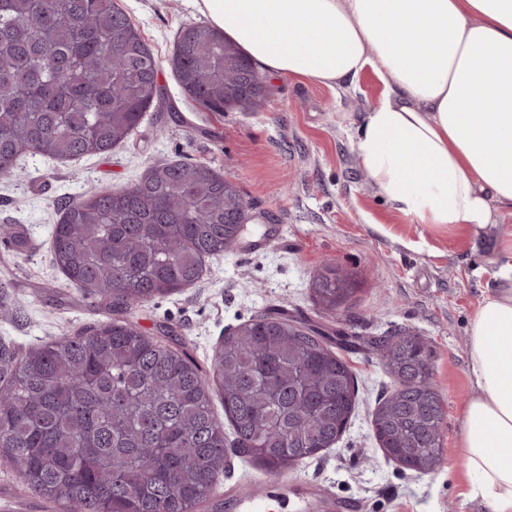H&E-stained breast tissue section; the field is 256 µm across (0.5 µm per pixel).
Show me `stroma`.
I'll return each mask as SVG.
<instances>
[{
	"label": "stroma",
	"mask_w": 512,
	"mask_h": 512,
	"mask_svg": "<svg viewBox=\"0 0 512 512\" xmlns=\"http://www.w3.org/2000/svg\"><path fill=\"white\" fill-rule=\"evenodd\" d=\"M117 3L157 58L165 98L109 153L69 161L26 154L17 176L0 178V227L20 232L13 247L0 248V343L24 351L109 317L54 262L51 232L65 202L131 186L157 164L204 163L240 190L251 232L210 257L196 285L126 321L154 335L166 330V342L181 344L206 372L225 330L284 312L340 334L333 350L353 370L358 395L336 445L288 471L273 474L229 454L202 512H248L243 491L259 497L261 512H310L314 503L344 500L359 512H487L466 496L459 448L471 390L467 328L495 286L499 241L512 235V218L486 232L414 224L371 188L351 139L362 113L386 93L373 70L333 87L270 74L258 110L208 112L185 95L170 65L181 30L205 21L191 0ZM327 265L347 273L354 288L333 320L311 299V278ZM403 330L427 345L443 402L442 456L427 475L386 459L372 432L374 409L393 382L364 343ZM0 512L56 510L0 465Z\"/></svg>",
	"instance_id": "obj_1"
}]
</instances>
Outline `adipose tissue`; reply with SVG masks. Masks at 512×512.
Wrapping results in <instances>:
<instances>
[{
  "instance_id": "adipose-tissue-1",
  "label": "adipose tissue",
  "mask_w": 512,
  "mask_h": 512,
  "mask_svg": "<svg viewBox=\"0 0 512 512\" xmlns=\"http://www.w3.org/2000/svg\"><path fill=\"white\" fill-rule=\"evenodd\" d=\"M262 69L324 85L373 69L384 98L352 147L417 224L512 216V0H193ZM468 324L461 437L469 496L512 512V241Z\"/></svg>"
}]
</instances>
